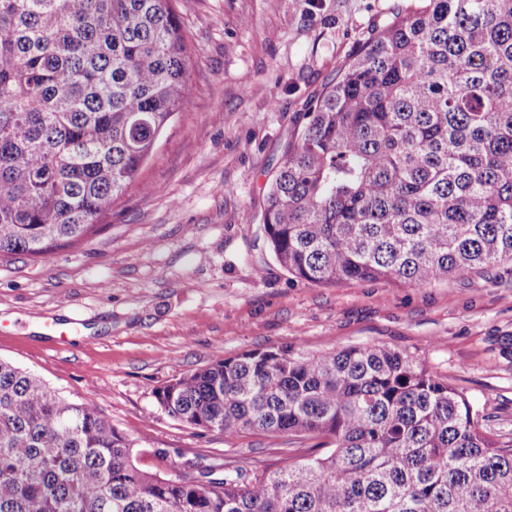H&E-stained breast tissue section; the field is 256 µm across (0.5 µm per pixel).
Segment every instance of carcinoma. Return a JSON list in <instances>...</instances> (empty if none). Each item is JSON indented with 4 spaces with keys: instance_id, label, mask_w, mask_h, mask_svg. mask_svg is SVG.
I'll return each mask as SVG.
<instances>
[{
    "instance_id": "carcinoma-1",
    "label": "carcinoma",
    "mask_w": 512,
    "mask_h": 512,
    "mask_svg": "<svg viewBox=\"0 0 512 512\" xmlns=\"http://www.w3.org/2000/svg\"><path fill=\"white\" fill-rule=\"evenodd\" d=\"M173 0H0V257L79 239L188 101ZM262 231L299 281L424 288L512 263V0H417L302 115ZM284 464L137 466L90 399L0 360V512H512V435L391 348L251 350L155 392Z\"/></svg>"
}]
</instances>
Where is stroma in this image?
I'll use <instances>...</instances> for the list:
<instances>
[{
  "label": "stroma",
  "mask_w": 512,
  "mask_h": 512,
  "mask_svg": "<svg viewBox=\"0 0 512 512\" xmlns=\"http://www.w3.org/2000/svg\"><path fill=\"white\" fill-rule=\"evenodd\" d=\"M412 0H178L188 103L81 241L0 257V359L93 400L148 472L183 457L245 466L287 437L227 439L170 417V380L255 349L382 345L462 389L512 433V265L426 288L291 279L260 230L266 185L299 115ZM164 448L167 458L155 456Z\"/></svg>",
  "instance_id": "1"
}]
</instances>
